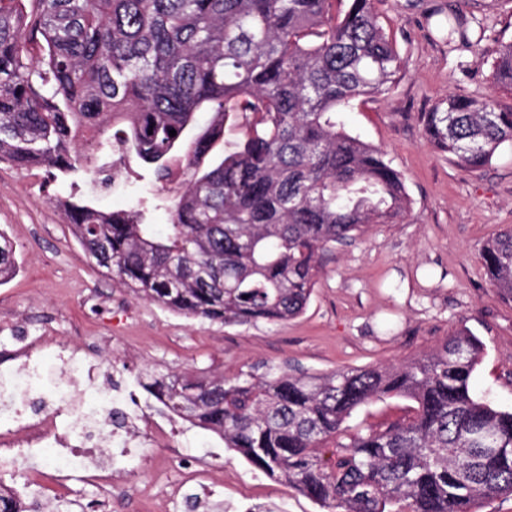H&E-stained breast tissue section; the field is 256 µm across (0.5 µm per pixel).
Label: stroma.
<instances>
[{
  "label": "stroma",
  "instance_id": "35a3bbf8",
  "mask_svg": "<svg viewBox=\"0 0 512 512\" xmlns=\"http://www.w3.org/2000/svg\"><path fill=\"white\" fill-rule=\"evenodd\" d=\"M445 2L375 4L400 53V78L343 117L353 135L381 148L400 171L410 209L399 223L370 225L326 254L305 309L290 320L237 325L189 318L135 297L85 257L61 199L88 196L112 212L131 209L140 196L163 198L161 183L136 157H127L126 174L105 187L84 178L69 185L45 169L0 160V231L17 259L14 275L0 285V367L28 352L66 390L57 353L84 351L103 388L121 379L144 399L150 373L212 376L270 365L326 374L397 365L464 328L484 345L472 377L475 394L512 410V301L488 284L480 258L482 244L512 226V146L469 171L423 136L425 112L451 92L512 109V91L493 78L500 45L512 40V0H457L469 27L486 30L479 59L442 40L434 13ZM411 406L387 397L358 409L349 424L382 429ZM215 440L194 423L188 435L126 459L112 512H188L187 497L203 485L220 512H327L232 450L211 459Z\"/></svg>",
  "mask_w": 512,
  "mask_h": 512
}]
</instances>
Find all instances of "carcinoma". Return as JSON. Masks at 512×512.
Returning a JSON list of instances; mask_svg holds the SVG:
<instances>
[{
    "mask_svg": "<svg viewBox=\"0 0 512 512\" xmlns=\"http://www.w3.org/2000/svg\"><path fill=\"white\" fill-rule=\"evenodd\" d=\"M453 18L447 42L482 55L484 35ZM400 70L375 0H349L341 13L336 0H0V159L91 179L117 145L160 180L180 168L166 233L144 223L140 201L105 212L71 197L62 205L73 236L133 294L167 309L285 321L307 305L325 253L407 212L399 171L337 118L388 91ZM494 78L512 91L511 41ZM202 111L209 123L188 136ZM423 131L476 171L512 144V110L450 93ZM481 259L511 301L512 227ZM15 270L0 232V283ZM481 353L459 330L400 366L170 372L148 391L328 512H474L483 498L512 495V412L470 390ZM388 396L414 401L412 415L349 429L356 409Z\"/></svg>",
    "mask_w": 512,
    "mask_h": 512,
    "instance_id": "carcinoma-1",
    "label": "carcinoma"
}]
</instances>
